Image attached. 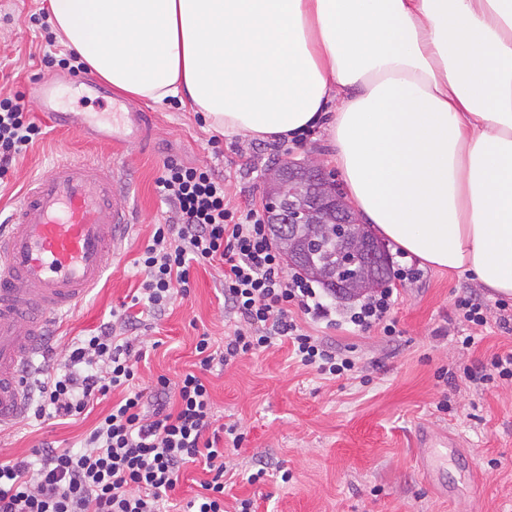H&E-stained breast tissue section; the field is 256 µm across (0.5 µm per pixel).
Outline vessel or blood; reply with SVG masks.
<instances>
[{"mask_svg": "<svg viewBox=\"0 0 512 512\" xmlns=\"http://www.w3.org/2000/svg\"><path fill=\"white\" fill-rule=\"evenodd\" d=\"M54 89L41 79L29 95L57 129L116 147L142 140L141 112L113 123L107 134L97 130V116L77 120L56 109ZM10 225L0 235V428L26 409L19 360L39 354L47 324L76 309L99 284L128 233V202L110 168L91 159L62 162L26 185Z\"/></svg>", "mask_w": 512, "mask_h": 512, "instance_id": "vessel-or-blood-1", "label": "vessel or blood"}]
</instances>
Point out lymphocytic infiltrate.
<instances>
[{
    "instance_id": "1",
    "label": "lymphocytic infiltrate",
    "mask_w": 512,
    "mask_h": 512,
    "mask_svg": "<svg viewBox=\"0 0 512 512\" xmlns=\"http://www.w3.org/2000/svg\"><path fill=\"white\" fill-rule=\"evenodd\" d=\"M41 134L19 97L0 96V180ZM156 185L176 221L156 225L137 258L144 277L134 303L162 317L173 299L189 296L192 269L212 267L222 273L224 306L239 325L225 336L220 352L209 336H199L198 370L175 381L159 376L148 394L135 383L145 347L135 334L137 316L119 314L99 334L75 342L63 367L35 378L33 417L72 419L113 392L121 398L79 448L42 442L31 456L0 462V512H169L183 467L196 462L209 478L188 508L225 512L224 475L232 466L230 451L243 436L237 424L215 418L205 372L284 342L317 374L336 378L356 369L348 347L298 324L301 315L329 327L336 320L311 282L286 271L265 212L225 203L223 173L171 157ZM393 303V289H379L349 321L358 330L377 328L394 337Z\"/></svg>"
}]
</instances>
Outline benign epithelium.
I'll return each mask as SVG.
<instances>
[{"instance_id":"obj_1","label":"benign epithelium","mask_w":512,"mask_h":512,"mask_svg":"<svg viewBox=\"0 0 512 512\" xmlns=\"http://www.w3.org/2000/svg\"><path fill=\"white\" fill-rule=\"evenodd\" d=\"M267 198L294 197L293 207L286 211L272 210L273 224L288 229L283 247L289 262H300L316 236L330 235L339 243L338 255L344 264L357 270L345 280H333L316 266L305 267L306 275L324 282L338 301L353 299L378 286L377 272L388 262L384 246L370 237L365 225L351 212L338 194L336 184L325 174L314 158L302 161L285 159L265 177Z\"/></svg>"}]
</instances>
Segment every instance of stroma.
<instances>
[{"label": "stroma", "mask_w": 512, "mask_h": 512, "mask_svg": "<svg viewBox=\"0 0 512 512\" xmlns=\"http://www.w3.org/2000/svg\"><path fill=\"white\" fill-rule=\"evenodd\" d=\"M48 0H0V93L20 94L30 117L45 133L0 187V222L27 182L50 172L54 164L76 158L99 160L114 168L117 187L128 199L130 228L121 252L111 260L101 284L58 323L52 324L54 349L46 367L62 364L69 347L110 321L113 312L130 303L142 273L134 260L151 237L155 225L173 220L155 181L168 157L193 166L223 170L225 200L233 207L265 205L261 178L272 159L316 158L335 182L343 177L332 162L329 133L319 127L298 142H259L245 136H219L196 112L172 98L162 103L126 97L110 84L101 94L81 97L61 67H41L37 56L45 50L66 55L61 44H48V32L32 16ZM53 78L58 103L73 112H115L140 108L150 112L155 132L144 143H130L116 151L90 143L73 132H59L36 112L27 93L31 84ZM394 268L418 267L412 280H392L398 298L392 307L398 336L385 338L379 330L353 331L347 322L354 303L336 304L337 325L319 334L337 345L356 347L359 369L353 378L325 379L298 364L289 346H276L208 373L213 410L221 422H240L245 438L236 455L235 475L225 477L224 506L232 512L236 500L252 499L256 512H512V383L482 391L458 378L438 381L439 368L474 366L497 348L512 343V335L495 324L472 329L462 322L455 301L475 289L488 303L498 299L475 276L419 264L387 242ZM189 297L176 300L161 319L144 316L142 334L154 348L139 364L138 382L151 388L158 376L170 379L196 362L197 336L209 334L223 346L226 332L237 322L224 308L221 278L212 268H194ZM479 336L478 346L460 349L458 337ZM449 398L450 412L436 409ZM112 407L96 405L87 418L20 419L0 432V458L30 454L47 440L61 448L79 446ZM428 430L434 438L454 437L460 455L472 460L482 476L479 495L455 458L437 461L442 485L426 482L416 462V437ZM268 463L265 480L248 483L258 462ZM292 474L280 479L281 470Z\"/></svg>", "instance_id": "35a3bbf8"}]
</instances>
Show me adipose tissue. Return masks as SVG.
Here are the masks:
<instances>
[{"mask_svg": "<svg viewBox=\"0 0 512 512\" xmlns=\"http://www.w3.org/2000/svg\"><path fill=\"white\" fill-rule=\"evenodd\" d=\"M86 69L222 135L325 124L355 207L512 295V0H49Z\"/></svg>", "mask_w": 512, "mask_h": 512, "instance_id": "ef3b65f1", "label": "adipose tissue"}]
</instances>
